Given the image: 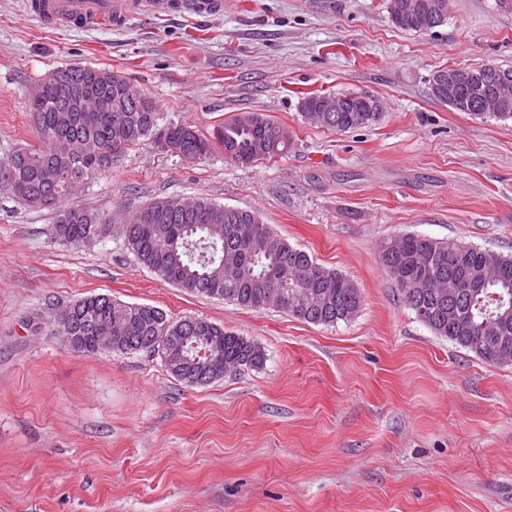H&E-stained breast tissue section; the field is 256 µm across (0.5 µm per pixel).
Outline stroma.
<instances>
[{
    "mask_svg": "<svg viewBox=\"0 0 512 512\" xmlns=\"http://www.w3.org/2000/svg\"><path fill=\"white\" fill-rule=\"evenodd\" d=\"M22 2L0 0V162L39 145L29 97L67 63L117 72L205 135L266 114L291 136L283 156L188 163L146 139L65 204L116 224L168 196L253 211L363 305L322 326L188 294L119 238L52 242L54 211L0 185V512H512V364L436 336L378 259L403 234L512 256V122L455 111L429 84L512 67V12L450 0L444 25L406 32L387 0H224L211 18L53 29ZM323 90L382 113L310 125L301 99ZM97 294L223 325L265 362L191 387L144 353H75L52 312Z\"/></svg>",
    "mask_w": 512,
    "mask_h": 512,
    "instance_id": "35a3bbf8",
    "label": "stroma"
}]
</instances>
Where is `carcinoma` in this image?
<instances>
[{
  "instance_id": "1",
  "label": "carcinoma",
  "mask_w": 512,
  "mask_h": 512,
  "mask_svg": "<svg viewBox=\"0 0 512 512\" xmlns=\"http://www.w3.org/2000/svg\"><path fill=\"white\" fill-rule=\"evenodd\" d=\"M73 84L78 98L107 96L108 112L83 116L67 112V103L54 85L39 82L29 99L30 116L40 149L19 147L0 163V183L25 204L56 211L50 235L60 245L81 248L112 234L124 242L136 261L181 290L223 299L243 308L274 307L314 325H335L355 317L362 305L360 289L341 273L323 267L311 256L279 237L255 213L237 208L229 215L224 206L204 200L189 217L160 208L155 200L122 224H105L82 208H61L76 185L110 169L114 158L143 138L163 151L173 144L203 157L224 151V157L242 164L269 160L288 152L291 140L282 126L258 112L239 114L207 138L192 127L167 122L147 97L133 104L123 99L127 80L106 69L66 65L53 69ZM444 103L461 111L457 102L470 96L451 90ZM474 115L491 114L512 120V106L488 112L482 98L472 95ZM377 112H332L315 121L336 131L366 127ZM261 245L249 251L239 246L244 237ZM379 261L393 280L403 302L435 335L473 353L487 363L512 364V257L454 239L437 240L406 234L385 242ZM296 274L307 277L304 293L277 288ZM464 276L478 293L448 297V277ZM283 291L276 304L271 294ZM112 325V349L136 354L138 345L155 342L166 371L187 383L188 376L204 373L214 383L241 366L260 367L265 353L244 337L205 319L171 320L159 308L130 304L108 295L88 296L54 313L53 329L66 323L72 351L100 352V324Z\"/></svg>"
}]
</instances>
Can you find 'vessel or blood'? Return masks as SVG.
Masks as SVG:
<instances>
[{"label": "vessel or blood", "instance_id": "1", "mask_svg": "<svg viewBox=\"0 0 512 512\" xmlns=\"http://www.w3.org/2000/svg\"><path fill=\"white\" fill-rule=\"evenodd\" d=\"M26 12L46 26H116L130 8L129 0H25ZM143 10L156 14L179 12L198 17H212L224 10V0H144Z\"/></svg>", "mask_w": 512, "mask_h": 512}]
</instances>
